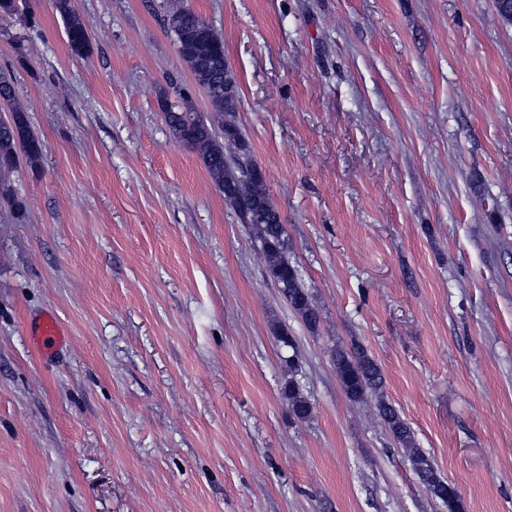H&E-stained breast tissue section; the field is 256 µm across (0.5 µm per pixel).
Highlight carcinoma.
<instances>
[{"label": "carcinoma", "mask_w": 512, "mask_h": 512, "mask_svg": "<svg viewBox=\"0 0 512 512\" xmlns=\"http://www.w3.org/2000/svg\"><path fill=\"white\" fill-rule=\"evenodd\" d=\"M55 8L65 22L70 53L78 58L90 55L91 36L72 0H55ZM165 22L174 37L178 53L196 84L207 93L212 111L195 110L189 93L176 90L177 100L163 96L164 120L173 138L197 155L224 199L233 207L240 223L248 229L251 242L262 252L266 275L283 299L311 331L321 321L312 294L288 256V238L282 215L274 204L262 169L238 125L230 120L239 101L237 83L224 63V38L215 28L186 6L183 0H164ZM0 102L8 106L10 117L0 119V173L12 171L23 153L36 166L42 159V144L32 132L26 108L17 100L12 82L0 77ZM336 374L348 399L363 402L375 399L380 418L396 444L405 449L413 470L426 491L448 506V512H464L460 491L444 480L417 447L414 433L398 412L384 399V376L377 362L360 345L334 350ZM288 413L305 422L312 404L298 382L290 378L282 388Z\"/></svg>", "instance_id": "1"}]
</instances>
